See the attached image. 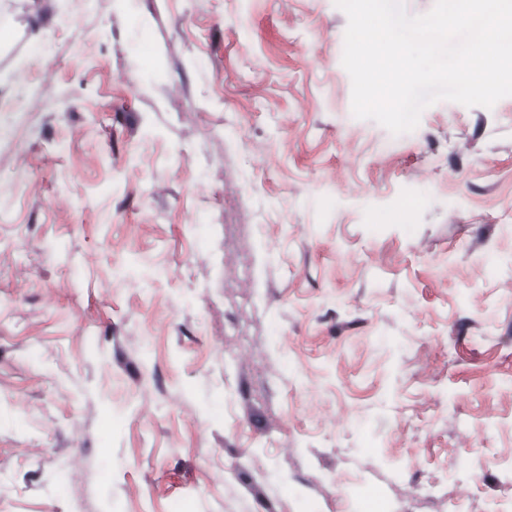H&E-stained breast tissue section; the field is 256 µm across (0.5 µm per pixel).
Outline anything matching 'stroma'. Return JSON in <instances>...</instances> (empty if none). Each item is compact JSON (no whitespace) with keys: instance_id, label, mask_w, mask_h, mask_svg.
I'll return each instance as SVG.
<instances>
[{"instance_id":"35a3bbf8","label":"stroma","mask_w":512,"mask_h":512,"mask_svg":"<svg viewBox=\"0 0 512 512\" xmlns=\"http://www.w3.org/2000/svg\"><path fill=\"white\" fill-rule=\"evenodd\" d=\"M334 0H0V512H512V96L352 113Z\"/></svg>"}]
</instances>
